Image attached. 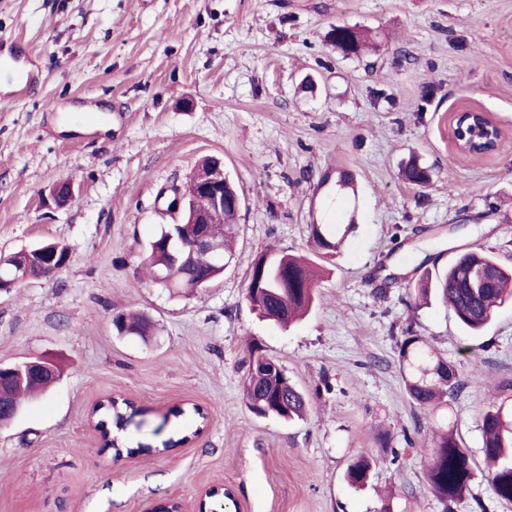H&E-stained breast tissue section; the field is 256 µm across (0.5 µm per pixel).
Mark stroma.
Here are the masks:
<instances>
[{"label":"stroma","mask_w":512,"mask_h":512,"mask_svg":"<svg viewBox=\"0 0 512 512\" xmlns=\"http://www.w3.org/2000/svg\"><path fill=\"white\" fill-rule=\"evenodd\" d=\"M371 47L336 49L333 28ZM20 40L37 88L0 104V254L66 245L57 275L0 292V364L45 357L60 380L0 427V512H146L209 485L238 512H512L486 471L482 416L512 402V306L479 336L441 302L414 306L422 264L490 252L512 269V0H0V48ZM89 99L103 129H61ZM486 112L504 133L491 156L461 157L451 118ZM425 188L401 174L409 157ZM207 157L224 162L242 207L234 255L210 287L177 296L147 282L139 257L171 223L161 190ZM357 177L356 228L324 274L309 315L283 330L246 300L267 248L309 254L323 221L315 186L337 167ZM70 181L62 208L49 198ZM149 314L154 336L118 334L113 318ZM422 337L459 386L436 414L410 399L398 359ZM309 399L301 420L250 411L251 344ZM143 410L114 460L88 425L108 394ZM207 417L189 444L156 453L175 407ZM468 448L475 478L451 506L425 461L437 424ZM367 484L344 472L360 451Z\"/></svg>","instance_id":"obj_1"}]
</instances>
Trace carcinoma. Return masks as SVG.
Returning a JSON list of instances; mask_svg holds the SVG:
<instances>
[{"label":"carcinoma","mask_w":512,"mask_h":512,"mask_svg":"<svg viewBox=\"0 0 512 512\" xmlns=\"http://www.w3.org/2000/svg\"><path fill=\"white\" fill-rule=\"evenodd\" d=\"M332 36L343 53L359 51L361 38L354 28L339 25L332 30ZM406 176L420 187L427 186L431 179L429 170L417 164L409 166ZM185 196L186 209L180 213L179 222L162 225L140 260L150 281L172 294L194 290L197 278L202 275L215 281L226 266V262L204 250L184 261H173L174 248L190 245L198 233V225L190 223V213L205 205L204 200L194 199L189 192ZM237 196L235 185L224 182V213L209 226L210 234L220 242L223 255L229 257L232 252L228 229L238 214V208L232 204ZM343 241L344 236L338 233L334 224L310 225V243L322 255L336 252ZM316 287L310 259L271 248L251 263L246 299L259 319L286 328L311 308ZM414 288L417 298L422 300L435 294L452 310L464 330L477 335L492 323L501 307L512 304V269L500 266L489 253L467 251L444 268L435 266L425 270ZM122 322L123 326L117 328L119 334L153 335V321L147 314H138L128 320L124 318ZM399 357L410 366V378L406 381L408 394L424 411L434 412L458 386L455 371L443 359L426 351L419 336L403 339ZM49 383V379L37 375L15 381L13 402L21 404L23 396H33ZM243 389L250 409L260 415L268 413L292 421L303 418L309 408L306 395L290 383L285 369L259 345L251 350ZM135 415L136 412L123 402L98 412L100 421L110 424L122 418L130 425ZM482 430L484 453L490 465L488 475L494 492L499 499L512 502V407L502 403L487 411L482 417ZM371 469L370 453L362 451L349 461L344 477L353 486H363ZM473 476L469 450L459 443L453 431L439 432L434 438L426 469L435 496L444 503L461 499Z\"/></svg>","instance_id":"cac0c4a2"}]
</instances>
